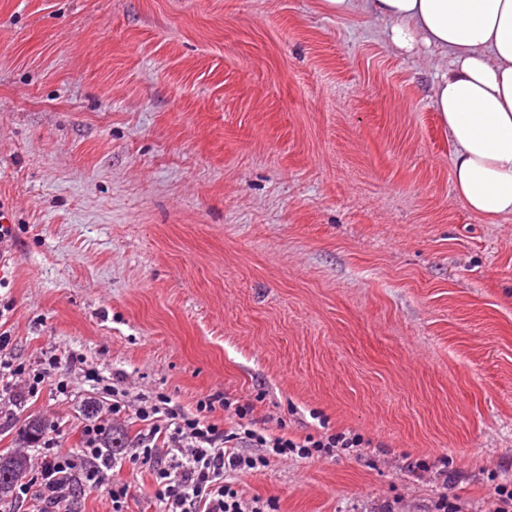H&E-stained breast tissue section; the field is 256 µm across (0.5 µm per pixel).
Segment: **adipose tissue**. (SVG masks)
Here are the masks:
<instances>
[{
  "label": "adipose tissue",
  "mask_w": 512,
  "mask_h": 512,
  "mask_svg": "<svg viewBox=\"0 0 512 512\" xmlns=\"http://www.w3.org/2000/svg\"><path fill=\"white\" fill-rule=\"evenodd\" d=\"M345 17L362 9L388 22L387 39L433 46L447 68L433 106L453 148V186L489 223L512 217V0H323Z\"/></svg>",
  "instance_id": "obj_1"
}]
</instances>
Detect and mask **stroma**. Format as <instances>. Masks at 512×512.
I'll use <instances>...</instances> for the list:
<instances>
[{
    "label": "stroma",
    "mask_w": 512,
    "mask_h": 512,
    "mask_svg": "<svg viewBox=\"0 0 512 512\" xmlns=\"http://www.w3.org/2000/svg\"><path fill=\"white\" fill-rule=\"evenodd\" d=\"M428 51L320 0H0V449L250 402L278 512H492L512 491V219L456 195ZM448 459L447 475L414 469ZM127 512H158L129 464Z\"/></svg>",
    "instance_id": "stroma-1"
}]
</instances>
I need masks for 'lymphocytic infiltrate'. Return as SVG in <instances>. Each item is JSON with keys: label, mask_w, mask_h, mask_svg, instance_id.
Here are the masks:
<instances>
[{"label": "lymphocytic infiltrate", "mask_w": 512, "mask_h": 512, "mask_svg": "<svg viewBox=\"0 0 512 512\" xmlns=\"http://www.w3.org/2000/svg\"><path fill=\"white\" fill-rule=\"evenodd\" d=\"M200 408L197 415L170 408L145 409L138 415L147 431L140 435L134 457L150 469L159 512H273V503L241 501L226 480L230 472L253 470L266 463L264 456L242 454L240 442H249L275 455L294 452L303 456L313 448L331 456L335 451L360 448L365 443L355 433L325 431L300 441L284 435H266L248 403L235 406V427L227 431L206 420V413L214 409L212 401L201 403ZM105 437V425L93 422L85 425L79 449L62 450L56 437L47 438L38 450L39 466L29 482L16 488L15 501L32 504V512H68L75 486L94 488L104 483L112 512H125L130 496L128 484L107 481L106 476L123 468L126 460L105 453Z\"/></svg>", "instance_id": "1"}]
</instances>
